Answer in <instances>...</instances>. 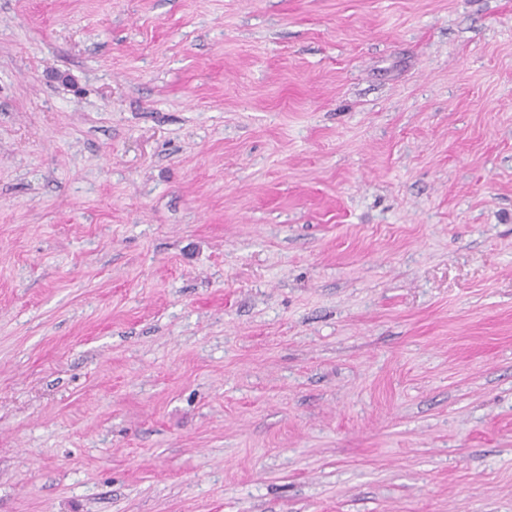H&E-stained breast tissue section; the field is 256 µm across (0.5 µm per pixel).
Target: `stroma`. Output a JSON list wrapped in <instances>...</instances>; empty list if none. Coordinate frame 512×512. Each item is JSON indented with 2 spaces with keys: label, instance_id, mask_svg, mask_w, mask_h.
Listing matches in <instances>:
<instances>
[{
  "label": "stroma",
  "instance_id": "stroma-1",
  "mask_svg": "<svg viewBox=\"0 0 512 512\" xmlns=\"http://www.w3.org/2000/svg\"><path fill=\"white\" fill-rule=\"evenodd\" d=\"M0 512H512V0H0Z\"/></svg>",
  "mask_w": 512,
  "mask_h": 512
}]
</instances>
